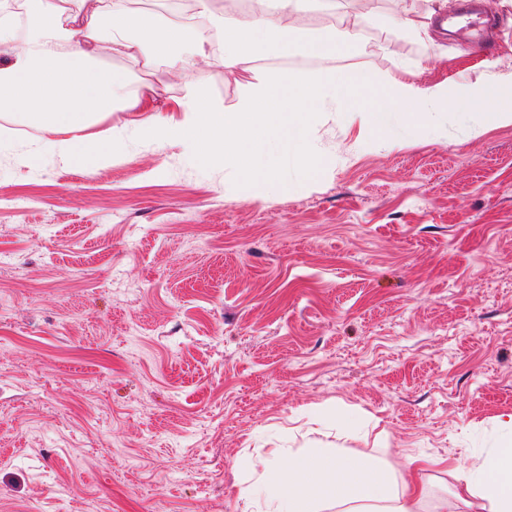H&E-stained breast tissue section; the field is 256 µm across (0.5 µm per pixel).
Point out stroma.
<instances>
[{"label": "stroma", "instance_id": "1", "mask_svg": "<svg viewBox=\"0 0 512 512\" xmlns=\"http://www.w3.org/2000/svg\"><path fill=\"white\" fill-rule=\"evenodd\" d=\"M376 22L347 57L172 78L134 70L154 108L188 84L225 106L255 74L366 70L421 81L512 77V0H488L494 39L459 45ZM0 512H244L248 458L336 439L400 469L406 454L495 445L512 412V123L480 112L395 122L372 141L320 113L318 182L267 197L181 144L127 132L121 158L82 173L19 154L36 128L0 119Z\"/></svg>", "mask_w": 512, "mask_h": 512}]
</instances>
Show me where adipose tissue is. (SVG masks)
I'll list each match as a JSON object with an SVG mask.
<instances>
[{
    "instance_id": "adipose-tissue-1",
    "label": "adipose tissue",
    "mask_w": 512,
    "mask_h": 512,
    "mask_svg": "<svg viewBox=\"0 0 512 512\" xmlns=\"http://www.w3.org/2000/svg\"><path fill=\"white\" fill-rule=\"evenodd\" d=\"M63 2L32 0L24 44L0 64V116L42 132L22 163L33 165L50 154L72 169L90 171L120 158L123 136L115 131L97 139L87 136V128L117 109H149L147 93L130 91L127 71L104 67L99 57L117 52L131 65L164 63L186 76L211 64L210 37L196 26L114 2L104 7L97 0H72L69 9ZM309 5L310 0H255L252 13L224 34L223 67L288 53L348 56L369 16L355 15L337 38L290 42L289 31L301 29ZM497 428L495 448L468 465L410 456L396 473L375 456L355 455L339 444L289 450L287 467L274 457L260 460L265 512H419L432 469L453 481L450 499L437 512H512V413L499 416Z\"/></svg>"
}]
</instances>
